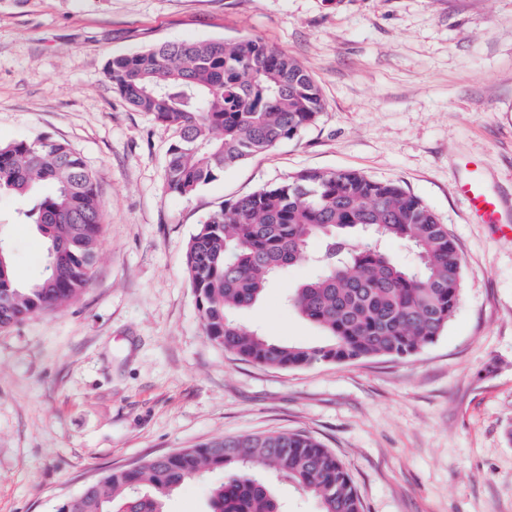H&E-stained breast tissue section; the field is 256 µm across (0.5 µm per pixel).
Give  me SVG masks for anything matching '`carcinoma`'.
<instances>
[{
    "instance_id": "cac0c4a2",
    "label": "carcinoma",
    "mask_w": 512,
    "mask_h": 512,
    "mask_svg": "<svg viewBox=\"0 0 512 512\" xmlns=\"http://www.w3.org/2000/svg\"><path fill=\"white\" fill-rule=\"evenodd\" d=\"M106 76L131 108L175 129L165 185L181 197L316 124L326 110L313 76L256 37L114 55ZM3 193L27 203L19 221L36 226L46 253L38 276L21 285L4 247L0 328L73 303L92 279L103 233L94 179L62 142L0 144ZM314 239L323 244V271L289 302L326 342L287 344L245 329L235 312L258 301ZM391 239L410 244L418 266L396 265L378 246ZM186 267L206 336L244 361L280 369L417 355L458 308L464 272L456 240L422 199L355 170L300 171L224 204L191 237ZM259 469L315 498L319 512H362L336 456L295 432L215 438L144 459L59 512H165L168 496L209 470L224 471V481L210 489L208 512H282L272 484L254 475Z\"/></svg>"
}]
</instances>
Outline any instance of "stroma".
<instances>
[{
    "instance_id": "obj_1",
    "label": "stroma",
    "mask_w": 512,
    "mask_h": 512,
    "mask_svg": "<svg viewBox=\"0 0 512 512\" xmlns=\"http://www.w3.org/2000/svg\"><path fill=\"white\" fill-rule=\"evenodd\" d=\"M258 37L320 84V121L188 197L165 190L171 127L112 88V55ZM49 138L96 183L104 232L90 284L66 309L0 329V512H57L111 471L222 436L303 432L349 472L363 512H512V241L474 223L457 183L481 172L512 225V0H0V144ZM394 180L447 224L462 298L408 360L278 369L205 335L186 269L224 203L302 170ZM0 196L18 282L45 244ZM283 270L238 320L305 346L323 331ZM213 472L167 512H206Z\"/></svg>"
}]
</instances>
